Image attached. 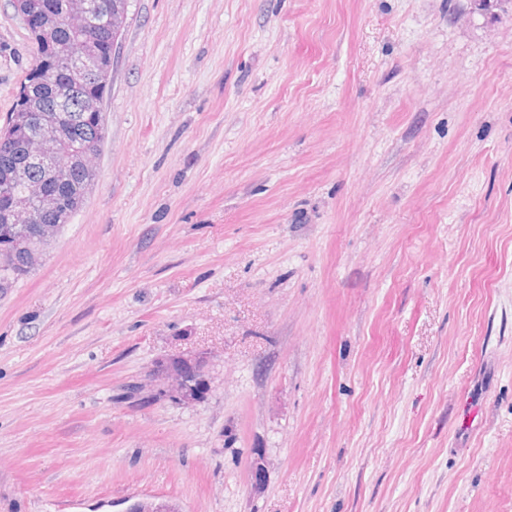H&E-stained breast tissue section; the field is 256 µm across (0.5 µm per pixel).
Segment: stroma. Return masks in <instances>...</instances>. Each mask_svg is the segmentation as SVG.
Listing matches in <instances>:
<instances>
[{"label":"stroma","mask_w":512,"mask_h":512,"mask_svg":"<svg viewBox=\"0 0 512 512\" xmlns=\"http://www.w3.org/2000/svg\"><path fill=\"white\" fill-rule=\"evenodd\" d=\"M35 60L0 0V128ZM103 113L0 290V512H512V0H129ZM178 369L158 370L154 382L160 381L159 388L167 392L174 400L194 403L200 399L195 396L198 382L205 379V365L194 353L180 356Z\"/></svg>","instance_id":"obj_1"}]
</instances>
